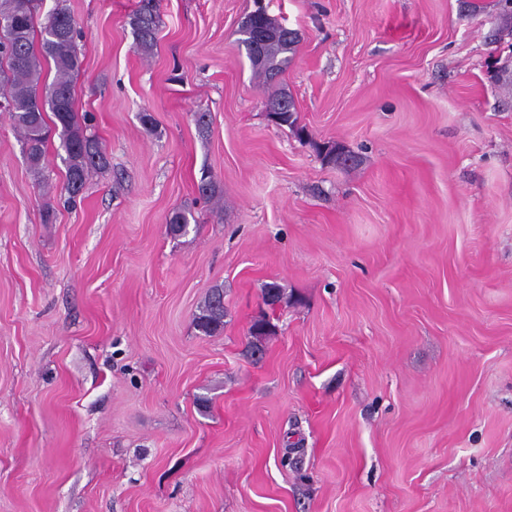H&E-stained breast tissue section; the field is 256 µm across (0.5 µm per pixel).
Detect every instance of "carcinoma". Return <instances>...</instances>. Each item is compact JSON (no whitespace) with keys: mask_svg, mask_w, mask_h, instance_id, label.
Here are the masks:
<instances>
[{"mask_svg":"<svg viewBox=\"0 0 512 512\" xmlns=\"http://www.w3.org/2000/svg\"><path fill=\"white\" fill-rule=\"evenodd\" d=\"M39 0H0V97L6 102L14 129L23 139L30 168L38 173L43 167L49 127L59 132L66 152V201H76L85 187L91 169L106 163L96 137L86 134L75 108L73 75L79 69L76 40L79 31L74 17L62 0L48 12L41 29H36L35 15ZM134 44L143 55L153 52L157 44L159 16L155 0H142L130 20ZM270 32L263 42L257 33ZM238 42L244 47L255 74L268 89L266 108L278 125L297 128L295 101L277 86L278 77L294 57L299 38L267 13L252 11L241 21ZM52 65V82L42 81L44 66ZM204 199L219 197V186L207 171L197 185ZM172 234H184L190 225L187 213L174 212L168 221ZM224 289L210 291L194 317L197 329L205 336L224 331Z\"/></svg>","mask_w":512,"mask_h":512,"instance_id":"1","label":"carcinoma"}]
</instances>
